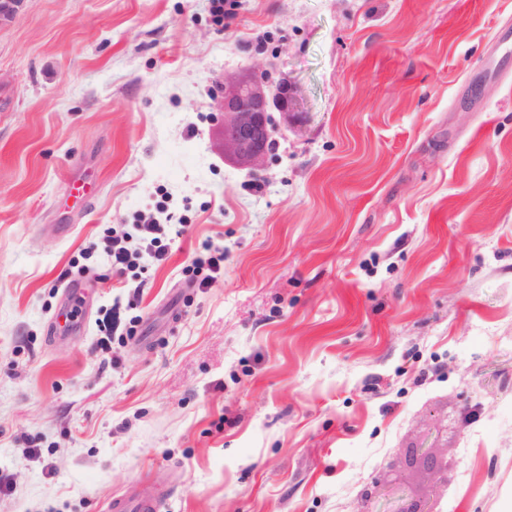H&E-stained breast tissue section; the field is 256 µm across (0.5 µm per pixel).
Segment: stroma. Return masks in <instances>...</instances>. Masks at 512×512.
<instances>
[{
  "instance_id": "1",
  "label": "stroma",
  "mask_w": 512,
  "mask_h": 512,
  "mask_svg": "<svg viewBox=\"0 0 512 512\" xmlns=\"http://www.w3.org/2000/svg\"><path fill=\"white\" fill-rule=\"evenodd\" d=\"M507 22L512 0H237L220 25L208 0H26L0 28V512L143 484L162 512H362L393 463L428 495L421 446L450 463L435 512H504ZM256 69L302 109L241 171L222 89ZM148 218L185 232L113 274L107 235ZM208 244L224 274L196 288ZM74 278L84 330L55 342Z\"/></svg>"
}]
</instances>
